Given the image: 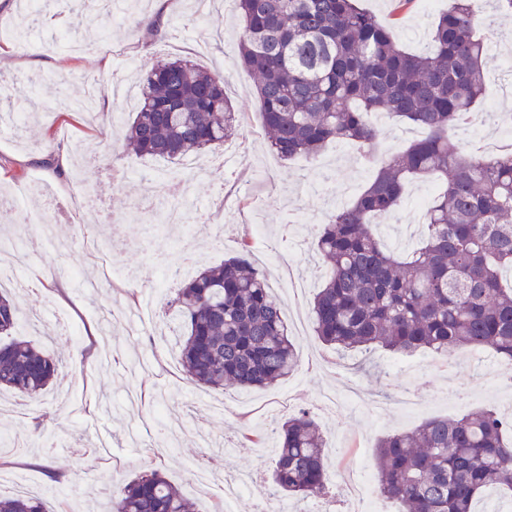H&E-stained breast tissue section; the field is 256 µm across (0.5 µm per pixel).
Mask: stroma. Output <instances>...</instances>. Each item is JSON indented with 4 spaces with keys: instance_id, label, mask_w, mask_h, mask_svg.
Listing matches in <instances>:
<instances>
[{
    "instance_id": "obj_1",
    "label": "stroma",
    "mask_w": 512,
    "mask_h": 512,
    "mask_svg": "<svg viewBox=\"0 0 512 512\" xmlns=\"http://www.w3.org/2000/svg\"><path fill=\"white\" fill-rule=\"evenodd\" d=\"M120 20L101 15L74 24L69 14L30 29L25 41L14 30L21 21L19 0H0V81H8L11 101L0 111L25 115L21 129L0 133V196L16 206L0 217V237L17 246L33 240L39 224L54 237L35 244L15 282L25 317L19 337L60 355L59 391L41 397L45 436L50 446H29L30 417L12 424L22 448L0 447L9 471L22 475L29 490L52 512H101L116 480L160 470L194 502L198 512L218 505L210 489L195 485L188 462L228 461L230 473L252 472L253 492L237 498L231 512H256L273 485L274 449L241 437L243 429L266 433L306 408L323 433L335 512H352L342 488L344 473L357 460L373 465L379 439L411 430L434 417L456 418L478 409L512 413V386L487 378L497 355L488 348L461 352L452 369L434 355L418 352L402 359L376 349L339 355L304 325L311 302L329 271L314 252L313 238L297 251L284 246L287 220L320 219L333 201H353L372 180L373 169L359 161L351 143L329 144L317 164L280 160L264 131L251 73L237 64L238 23L231 6L206 21L195 15V0H170L168 22L175 37L144 42L136 23L155 13V0H117ZM448 0H417L414 11L394 33L410 51L430 45L429 32ZM484 42L486 85L479 113H492L484 130L512 133V94L502 89L501 71L512 56V26L487 20L478 25ZM192 60L223 75L224 89L242 123L224 147L203 154L195 171L190 201L169 196L158 174H177L179 162L159 157L127 158L121 138L132 117L118 100L89 112L55 110L66 96L80 95L86 81L113 78L131 87L141 69L160 58ZM43 80L31 84L30 75ZM65 154L66 166L55 158ZM91 205L79 210L74 192ZM251 198L261 206L262 239L288 262L266 266L273 292L284 306L289 332L298 346V366L279 385L247 392L204 391L181 371L174 328L167 322L175 286L160 287L156 274L177 262L181 231L196 234L192 272L232 256L240 235L248 233L240 205ZM180 208L182 229L160 227V215ZM143 310L155 318L153 330L129 325L124 310ZM103 327L102 338L88 336ZM357 387L364 403L333 411L322 407L324 393ZM166 399L173 418L184 426L172 449L161 446L162 426L149 415L156 397ZM61 468L67 481L53 483L49 468Z\"/></svg>"
}]
</instances>
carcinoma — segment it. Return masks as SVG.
Instances as JSON below:
<instances>
[{
    "mask_svg": "<svg viewBox=\"0 0 512 512\" xmlns=\"http://www.w3.org/2000/svg\"><path fill=\"white\" fill-rule=\"evenodd\" d=\"M241 32L238 59L256 80L270 147L281 159L316 161L332 142H352L376 172L356 199L316 225L315 250L329 267L314 297L315 335L340 350L382 347L394 355L427 350L448 360L490 347L512 363V152L465 149L467 127L485 89L482 0H448L434 22L432 48L412 54L393 24L359 0H232ZM157 39L169 28L144 19ZM125 137L131 156L179 159L224 145L239 121L224 78L185 59L142 71ZM385 112L424 136L389 157L376 153L373 114ZM436 175L442 192L428 207L426 237L403 257L381 242L373 220L400 206L409 179ZM183 328L188 380L220 390L269 387L298 361L283 310L244 236L235 255L199 272L171 301ZM16 298L0 290V391L40 396L57 374L53 353L14 337ZM512 420L493 410L428 419L385 435L375 454L377 489L402 512H474L489 486L512 493ZM275 491L307 497L329 490L321 430L305 409L278 431ZM0 512H48L37 497L0 496ZM107 512H195L158 470L125 482Z\"/></svg>",
    "mask_w": 512,
    "mask_h": 512,
    "instance_id": "1",
    "label": "carcinoma"
}]
</instances>
